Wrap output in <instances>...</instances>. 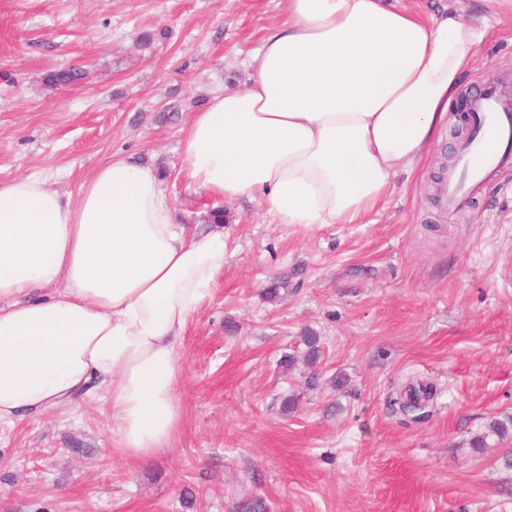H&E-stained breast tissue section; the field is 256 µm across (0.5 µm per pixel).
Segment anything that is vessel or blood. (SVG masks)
<instances>
[{
	"instance_id": "b4317fda",
	"label": "vessel or blood",
	"mask_w": 512,
	"mask_h": 512,
	"mask_svg": "<svg viewBox=\"0 0 512 512\" xmlns=\"http://www.w3.org/2000/svg\"><path fill=\"white\" fill-rule=\"evenodd\" d=\"M470 116L482 135L457 149L458 174L449 179L442 192L444 203L451 208L464 203L469 188L486 171L505 163L498 146L512 141V87L473 88Z\"/></svg>"
}]
</instances>
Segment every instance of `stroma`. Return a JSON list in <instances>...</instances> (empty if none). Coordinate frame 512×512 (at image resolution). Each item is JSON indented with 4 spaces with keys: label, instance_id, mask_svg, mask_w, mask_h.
Listing matches in <instances>:
<instances>
[{
    "label": "stroma",
    "instance_id": "35a3bbf8",
    "mask_svg": "<svg viewBox=\"0 0 512 512\" xmlns=\"http://www.w3.org/2000/svg\"><path fill=\"white\" fill-rule=\"evenodd\" d=\"M286 19L280 0H0L1 184L37 173L73 198L124 158L167 171L180 223L206 232L210 209L226 215L224 270L181 344L171 447L130 459L101 404L50 409L0 430V512H512V436L471 446L512 417V164L462 212L437 202L457 103L424 166L397 173L363 224H278L181 172L189 115L245 87ZM499 19L465 88L512 81V14ZM72 67L85 79L48 84ZM277 277L288 283L266 301ZM412 380L437 387L419 423L387 407ZM510 429H512V419H509L507 422L496 419L491 420L486 425L485 431L472 440V447L476 450H482L487 447L488 438H503L508 435Z\"/></svg>",
    "mask_w": 512,
    "mask_h": 512
}]
</instances>
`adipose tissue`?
Segmentation results:
<instances>
[{
	"mask_svg": "<svg viewBox=\"0 0 512 512\" xmlns=\"http://www.w3.org/2000/svg\"><path fill=\"white\" fill-rule=\"evenodd\" d=\"M248 84L192 113L182 170L279 224H356L414 172L493 28L388 0H285ZM224 269L223 232L175 221L157 171L115 159L63 200L0 184V426L88 398L119 450L146 460L183 417L180 345Z\"/></svg>",
	"mask_w": 512,
	"mask_h": 512,
	"instance_id": "1",
	"label": "adipose tissue"
}]
</instances>
